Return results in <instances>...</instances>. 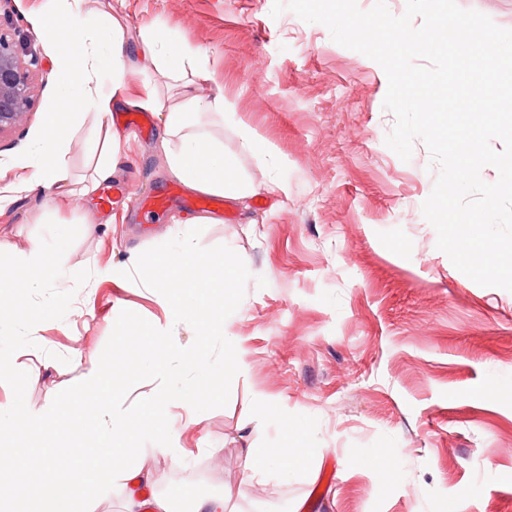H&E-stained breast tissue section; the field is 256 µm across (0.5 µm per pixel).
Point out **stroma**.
<instances>
[{
  "mask_svg": "<svg viewBox=\"0 0 512 512\" xmlns=\"http://www.w3.org/2000/svg\"><path fill=\"white\" fill-rule=\"evenodd\" d=\"M273 0H87L91 12L123 18L129 40L159 27L202 52L239 118L271 149L287 194L267 188L261 153L241 147L236 124L219 116L205 130L234 156L250 196L213 210L199 243L225 245L248 260L251 277L225 333L247 368L224 377L196 428L133 437L155 475L154 494L178 504L225 494L231 512H512V292L482 287L437 247L422 204L439 173L422 141L409 161L385 143L395 117L388 82L370 58L332 41L328 29L292 12L271 17ZM53 0H13L0 28L18 31L38 64L34 104L0 136V174L12 178L43 116L60 104L54 49L33 24ZM97 126L79 117L66 155L71 177L89 174L86 145ZM164 115L143 133L122 129L119 164L88 198L18 195L0 211V239H49L66 225L73 247L55 262L57 280L36 296L42 350L28 326L0 321V355L17 378L41 373L27 390L72 386L69 360L99 358L119 313L165 325L156 292L123 278L131 257L171 239L200 211L180 190L165 211L137 199L174 184L160 142ZM110 204H103V197ZM265 403V424L255 420ZM320 451L316 480L295 475L242 483L246 451L285 444L286 427ZM184 449L179 462L160 443Z\"/></svg>",
  "mask_w": 512,
  "mask_h": 512,
  "instance_id": "1",
  "label": "stroma"
}]
</instances>
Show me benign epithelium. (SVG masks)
<instances>
[{"instance_id": "1", "label": "benign epithelium", "mask_w": 512, "mask_h": 512, "mask_svg": "<svg viewBox=\"0 0 512 512\" xmlns=\"http://www.w3.org/2000/svg\"><path fill=\"white\" fill-rule=\"evenodd\" d=\"M24 55L20 41L0 32V134L18 125L32 104Z\"/></svg>"}]
</instances>
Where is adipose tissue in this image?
<instances>
[{
	"label": "adipose tissue",
	"instance_id": "obj_1",
	"mask_svg": "<svg viewBox=\"0 0 512 512\" xmlns=\"http://www.w3.org/2000/svg\"><path fill=\"white\" fill-rule=\"evenodd\" d=\"M83 2L58 0V8L36 22L56 48L63 108L47 113L40 135L27 149L25 171L0 185V207L15 195L38 189L50 196L63 187L70 195L85 197L109 179L120 144L109 117L120 103L164 113L166 161L171 174L188 188L233 199L247 197L251 188L238 177L234 161L197 130L202 117L232 110L223 93L208 98L196 95V80L204 75L199 51L175 43L164 29L141 31L140 60L174 81L179 100H163L151 83L131 92L121 18L105 14L98 22H90ZM74 103L88 106L99 119L98 136L91 146L92 172L77 180L70 179L65 163L77 119L70 109ZM70 248V237L64 232L55 233L50 241L32 239L23 246L0 241V251L13 256L12 271L27 274L24 280H10V288L21 296L9 308L0 307V317L23 323L37 316L26 297L52 284L55 272L50 259L67 254ZM183 365L190 378L173 379L136 396L146 431L169 428L173 408L183 411L186 425L199 426L204 410L199 384L218 390L226 373L245 368L236 356L213 368L191 351L184 352ZM127 392V387L117 386L111 366L99 360L84 368L70 390L47 393L42 407L29 405L20 393L1 403L0 458L8 466L0 471V512H83L92 497L111 488L125 490V512H173L166 498L145 496V488L153 483L151 471L130 459L127 413L115 405L116 394ZM18 434L22 445L39 449V456L20 457L14 442ZM312 454L302 440L289 448L249 449L242 482L249 486L273 473L288 478L292 471L307 467Z\"/></svg>",
	"mask_w": 512,
	"mask_h": 512
}]
</instances>
